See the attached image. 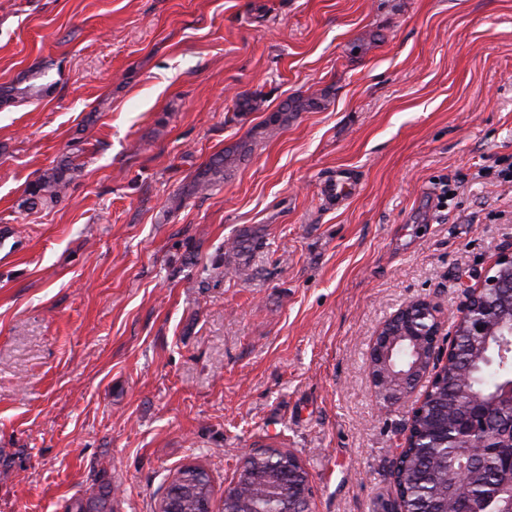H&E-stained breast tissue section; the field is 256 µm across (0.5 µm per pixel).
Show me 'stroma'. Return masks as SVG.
Wrapping results in <instances>:
<instances>
[{
	"label": "stroma",
	"mask_w": 512,
	"mask_h": 512,
	"mask_svg": "<svg viewBox=\"0 0 512 512\" xmlns=\"http://www.w3.org/2000/svg\"><path fill=\"white\" fill-rule=\"evenodd\" d=\"M510 165L512 0H0V512H157L189 463L219 512L265 446L384 512L371 345L512 247Z\"/></svg>",
	"instance_id": "stroma-1"
}]
</instances>
